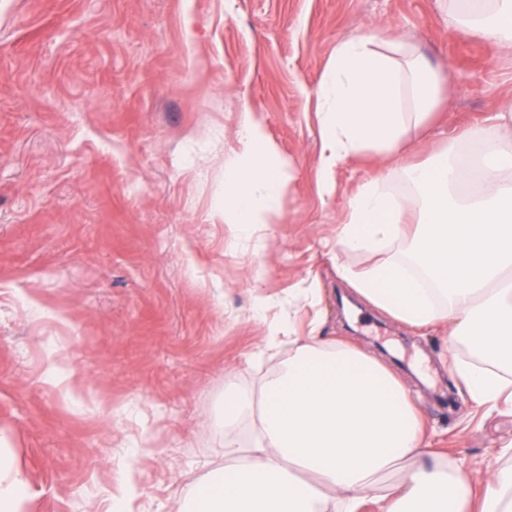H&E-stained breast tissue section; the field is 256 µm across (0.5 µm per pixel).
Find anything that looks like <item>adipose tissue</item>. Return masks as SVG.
Instances as JSON below:
<instances>
[{"instance_id":"adipose-tissue-1","label":"adipose tissue","mask_w":512,"mask_h":512,"mask_svg":"<svg viewBox=\"0 0 512 512\" xmlns=\"http://www.w3.org/2000/svg\"><path fill=\"white\" fill-rule=\"evenodd\" d=\"M448 18L512 53V0H448ZM443 82L386 24L337 43L320 81L324 194L335 167L365 151L394 160L424 130ZM457 148L406 168L415 194L386 178L365 181L336 226L341 251L380 253L417 231L404 258L341 279L375 308L421 327L448 328L473 354L454 365L469 401L512 412V102L488 125L461 131ZM285 181L253 112L240 115L225 164L224 221L232 244L251 239L281 207ZM289 342L286 359L258 389L227 385L224 467L195 483L179 512H468L471 476L433 455L406 388L379 360L316 333L273 323L262 347ZM406 473L391 481L398 467ZM479 512H512V467L492 470ZM26 481L0 450V512H21Z\"/></svg>"}]
</instances>
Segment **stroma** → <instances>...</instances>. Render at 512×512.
I'll return each instance as SVG.
<instances>
[{"label": "stroma", "mask_w": 512, "mask_h": 512, "mask_svg": "<svg viewBox=\"0 0 512 512\" xmlns=\"http://www.w3.org/2000/svg\"><path fill=\"white\" fill-rule=\"evenodd\" d=\"M382 22L445 79L409 163L512 99V56L453 29L442 0H0V445L24 512H109L128 462L131 512H177L224 465L226 383L272 372L256 353L286 314L386 364L481 495L512 415L471 406L452 373L470 353L445 328L400 322L336 274L373 261L335 229L383 167L365 152L324 196L318 82L339 41ZM247 109L287 184L275 223L233 248L224 161Z\"/></svg>", "instance_id": "1"}]
</instances>
